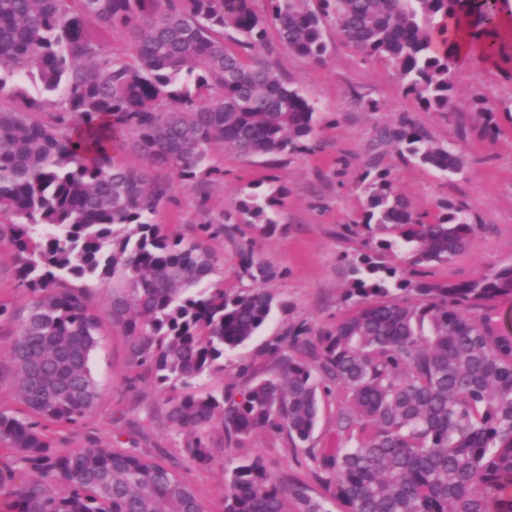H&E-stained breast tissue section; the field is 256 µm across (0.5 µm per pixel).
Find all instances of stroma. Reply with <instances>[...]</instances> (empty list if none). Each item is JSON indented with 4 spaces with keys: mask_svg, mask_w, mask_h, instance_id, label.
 <instances>
[{
    "mask_svg": "<svg viewBox=\"0 0 512 512\" xmlns=\"http://www.w3.org/2000/svg\"><path fill=\"white\" fill-rule=\"evenodd\" d=\"M324 62L311 63L291 54L276 33H268L259 56L274 64L288 82L303 90L317 107V130L309 149L288 155L240 156L215 146L213 156L221 172L200 186L186 185L176 174L161 173L167 187L158 221L168 231L192 237L202 222L235 214L240 200L267 196L284 188L283 203L275 212L269 234L238 223L232 231L211 238L210 248L220 259L211 280L234 291L252 287L240 277V255L252 249L256 259L274 275L263 286L275 296L270 320L247 345L225 354L212 373L196 384L201 392L243 387L250 373H266L273 364L269 343L298 330L315 334L335 322L346 309L348 273L344 255L362 249L345 224L359 217L366 196L357 185L359 173L375 167L388 172L397 193L421 212L435 211L447 201H464L477 222L467 255L437 266V280H468L484 266L512 263V119L498 118L495 138L483 135L477 110L468 106L473 95L487 94L496 101H512V60L489 64L474 62L458 71L456 97L463 107L455 116L423 109L405 96L393 72L380 63L363 60L335 27L325 35ZM359 91L380 100L381 108L368 112L352 99ZM409 117L431 139L452 146L465 161L463 171L447 178L399 157L394 147L374 158L371 144L379 128ZM16 257L8 235L0 234V304L15 314L26 313L30 292L16 278ZM250 373H242L241 365ZM91 369L98 397L93 411L75 423L52 430L55 447L131 448L163 462L190 484L208 512H222L227 470L245 456H262L274 474H290L313 482L309 447L293 445L287 435L256 433L244 447L225 444L221 424L211 428V459L204 464L187 458L185 432L170 428L167 393L151 375H142L136 389H128V350L120 329L105 322Z\"/></svg>",
    "mask_w": 512,
    "mask_h": 512,
    "instance_id": "stroma-1",
    "label": "stroma"
}]
</instances>
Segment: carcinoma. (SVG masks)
I'll return each mask as SVG.
<instances>
[{"instance_id": "obj_1", "label": "carcinoma", "mask_w": 512, "mask_h": 512, "mask_svg": "<svg viewBox=\"0 0 512 512\" xmlns=\"http://www.w3.org/2000/svg\"><path fill=\"white\" fill-rule=\"evenodd\" d=\"M0 0V219H9L17 279L32 293L16 324L11 374L34 421L0 412V495L6 512H206L162 462L127 448L57 450L49 426L88 414L91 359L103 315L91 282L112 279L108 315L126 337L130 375L151 372L173 393L167 420L210 460L209 428L239 448L256 431L308 444L326 407L336 429L309 449L321 492L271 475L260 456L233 467L224 512H512V336L498 304L512 301V264L465 281L404 276L467 254L473 216L449 201L421 213L388 174L365 170L366 209L347 231L366 251L350 274L342 318L314 336L283 337L292 354L235 392L195 391L224 352L271 318L265 288L234 293L208 281L217 255L156 220L161 171L197 185L220 172L213 146L243 156L309 149L316 107L267 61L247 54L268 28L293 55L325 59L335 24L363 57L392 67L405 95L453 115L460 41L477 61L506 56L498 31L509 0ZM125 30L128 49L112 46ZM33 79L40 95L27 93ZM13 90L4 96L7 82ZM486 134L512 105L480 100ZM407 160L446 176L464 161L406 117L378 132ZM145 160L132 168L128 148ZM279 189L242 200L268 233ZM241 276L271 272L242 255ZM82 285L77 286L73 281Z\"/></svg>"}]
</instances>
